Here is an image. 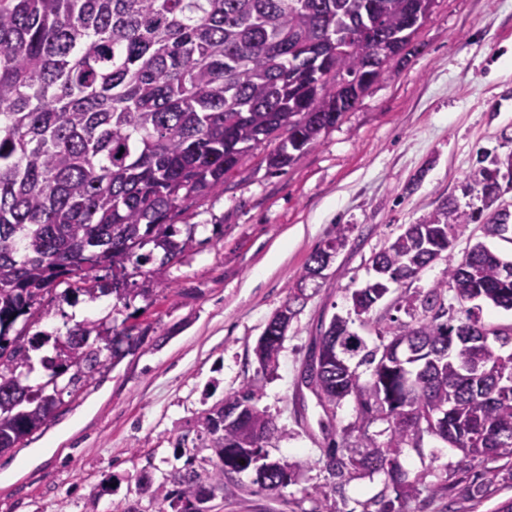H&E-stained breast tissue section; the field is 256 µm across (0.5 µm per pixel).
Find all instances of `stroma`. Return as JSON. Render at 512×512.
Listing matches in <instances>:
<instances>
[{
  "label": "stroma",
  "instance_id": "stroma-1",
  "mask_svg": "<svg viewBox=\"0 0 512 512\" xmlns=\"http://www.w3.org/2000/svg\"><path fill=\"white\" fill-rule=\"evenodd\" d=\"M409 58H393L382 78L336 127L285 170L271 169L266 141L240 157L222 187L174 219L192 244L167 265L130 269L149 298L115 297L71 305L43 300L37 330L65 334L72 315L132 327L141 344L107 363L77 394H64L50 421L0 452V512H158L142 477L161 483L181 469L176 442L195 438L198 418L254 382L276 426L271 458L293 464L295 480L258 490L246 471L211 501L212 512H361L395 498L383 474L360 471L342 482L326 468L330 432L362 443L356 405L327 414L299 381L305 360L333 316H347L350 294L372 278V257L403 225L418 223L443 198L461 197L479 152L512 153V0H436L412 39ZM349 226L346 244L318 291L292 320L271 373L254 347L270 317L299 283L310 255ZM436 261L389 293L369 326L353 324L367 346L393 322L407 321L396 301L445 278ZM422 477L420 512H496L512 501V472L471 506L467 488L483 467L441 439L424 435L401 458Z\"/></svg>",
  "mask_w": 512,
  "mask_h": 512
}]
</instances>
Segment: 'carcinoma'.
<instances>
[{
  "label": "carcinoma",
  "instance_id": "carcinoma-1",
  "mask_svg": "<svg viewBox=\"0 0 512 512\" xmlns=\"http://www.w3.org/2000/svg\"><path fill=\"white\" fill-rule=\"evenodd\" d=\"M434 0H0V451L14 447L50 418L63 391L86 383L105 366L107 353L122 356L116 337L124 331L87 320L66 335L26 334V325L47 314L43 294L76 277L81 286L64 296H102L129 304L148 298L150 288H121L127 264L153 259L145 246L163 251L161 264L193 242L178 241L173 214L224 184V176L254 145L280 129L288 136L268 157L269 167L293 164L336 126L344 113L383 74L388 60L406 51L415 31L412 13L428 16ZM370 23L398 36L378 53L357 36ZM343 41L327 61L311 54L320 41ZM466 188L481 194L482 207L446 198L419 223L410 224L372 258L379 280L412 279L413 266L446 262V280L405 300L412 321L392 337L408 334L426 349L419 382L401 394L403 369L391 343L368 350L335 316L319 336L329 360L310 378L322 406L334 410L351 396L366 454L347 435L326 451L333 475L351 480L361 470L390 479L396 499L415 498L401 456L417 448L423 433L440 436L496 477L512 469V324L481 320L464 304L477 298L512 311V260L478 242L455 260L448 239L470 224L486 237L503 235L496 225L512 219L500 210L501 187L484 166ZM348 228L313 252L305 270L347 241ZM112 270V285L97 272ZM461 305L464 317L445 292ZM352 301L358 316L377 302L366 285ZM23 327L16 328L18 322ZM490 336L482 359L489 374L468 373L471 349L453 342L454 329ZM451 349V355L433 353ZM355 365H350L353 358ZM371 367L364 380L358 367ZM252 383L220 401L197 421V439L218 458L201 475L187 458L171 475L177 489L161 483L156 497L173 512H193L195 503L224 489L231 474L255 471L254 483L275 491L292 483L286 463H256L276 431L258 406ZM238 423L224 422V405ZM376 421L387 424L381 444L368 435Z\"/></svg>",
  "mask_w": 512,
  "mask_h": 512
}]
</instances>
